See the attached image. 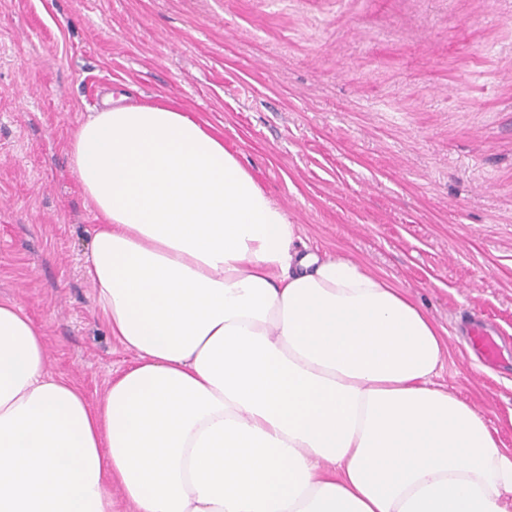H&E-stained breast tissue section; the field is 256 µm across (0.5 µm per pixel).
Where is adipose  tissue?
Returning <instances> with one entry per match:
<instances>
[{
  "mask_svg": "<svg viewBox=\"0 0 512 512\" xmlns=\"http://www.w3.org/2000/svg\"><path fill=\"white\" fill-rule=\"evenodd\" d=\"M86 274L136 361L101 402L0 300V512H512V450L439 382V328L387 277L317 255L222 138L162 104L68 145Z\"/></svg>",
  "mask_w": 512,
  "mask_h": 512,
  "instance_id": "adipose-tissue-1",
  "label": "adipose tissue"
}]
</instances>
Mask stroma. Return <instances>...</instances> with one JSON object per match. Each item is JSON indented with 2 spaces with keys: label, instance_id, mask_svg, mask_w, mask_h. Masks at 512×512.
<instances>
[{
  "label": "stroma",
  "instance_id": "1",
  "mask_svg": "<svg viewBox=\"0 0 512 512\" xmlns=\"http://www.w3.org/2000/svg\"><path fill=\"white\" fill-rule=\"evenodd\" d=\"M109 94L203 116L310 250L404 288L447 331L441 383L512 449V0H0V300L92 405L136 359L67 154ZM473 312L497 365L454 330Z\"/></svg>",
  "mask_w": 512,
  "mask_h": 512
}]
</instances>
